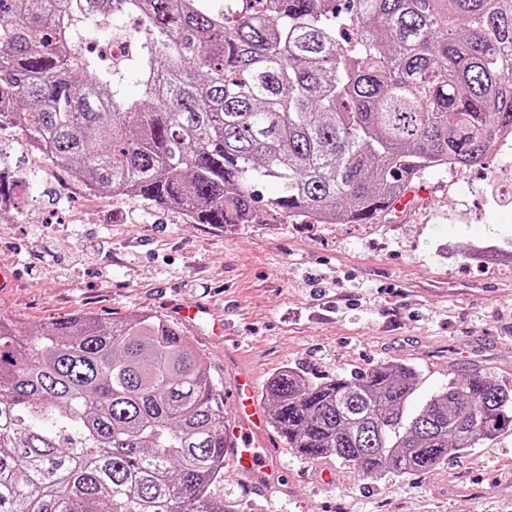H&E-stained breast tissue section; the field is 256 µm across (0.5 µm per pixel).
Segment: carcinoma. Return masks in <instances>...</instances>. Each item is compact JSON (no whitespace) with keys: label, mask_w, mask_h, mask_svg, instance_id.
<instances>
[{"label":"carcinoma","mask_w":512,"mask_h":512,"mask_svg":"<svg viewBox=\"0 0 512 512\" xmlns=\"http://www.w3.org/2000/svg\"><path fill=\"white\" fill-rule=\"evenodd\" d=\"M134 16L141 99L82 49ZM20 127L87 188L250 224H368L425 172L464 169L512 134V0H0V127ZM417 371L313 380L284 367L272 426L358 475L425 473L512 430V386ZM0 512H252L224 495V395L156 315L0 319Z\"/></svg>","instance_id":"obj_1"}]
</instances>
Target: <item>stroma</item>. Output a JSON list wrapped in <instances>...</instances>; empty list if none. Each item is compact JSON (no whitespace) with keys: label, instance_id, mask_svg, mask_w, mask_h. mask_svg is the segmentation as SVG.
Returning <instances> with one entry per match:
<instances>
[{"label":"stroma","instance_id":"1","mask_svg":"<svg viewBox=\"0 0 512 512\" xmlns=\"http://www.w3.org/2000/svg\"><path fill=\"white\" fill-rule=\"evenodd\" d=\"M0 172L28 182L25 197L0 204V263L20 273L0 290V316L34 328L197 301L230 327L223 343L209 324L184 330L222 381L229 349L262 385L285 366L331 377L398 362L417 368L420 399L452 375L512 386V139L469 169L424 175L410 213L371 224L273 221L262 210L217 231L190 224L79 186L12 125L0 127ZM79 229L103 245L82 261ZM270 440L286 484L260 493L224 466L225 494L261 512H512V431L429 472L376 479Z\"/></svg>","mask_w":512,"mask_h":512}]
</instances>
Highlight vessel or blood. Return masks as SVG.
<instances>
[{
	"mask_svg": "<svg viewBox=\"0 0 512 512\" xmlns=\"http://www.w3.org/2000/svg\"><path fill=\"white\" fill-rule=\"evenodd\" d=\"M173 314L189 325L210 323L213 335L224 333L223 321L211 317L209 309L179 306ZM253 388L254 378L249 370L238 366L231 368L227 390L233 412L224 419V456L248 477L252 489L262 492L270 484L285 480L287 474L270 444Z\"/></svg>",
	"mask_w": 512,
	"mask_h": 512,
	"instance_id": "obj_1",
	"label": "vessel or blood"
}]
</instances>
